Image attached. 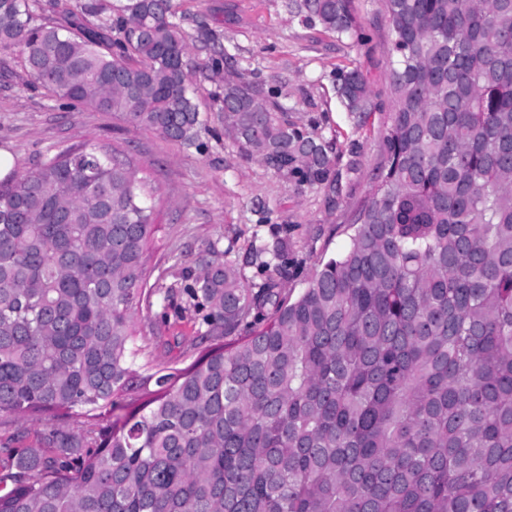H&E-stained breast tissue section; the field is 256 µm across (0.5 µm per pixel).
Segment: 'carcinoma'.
<instances>
[{"label": "carcinoma", "mask_w": 512, "mask_h": 512, "mask_svg": "<svg viewBox=\"0 0 512 512\" xmlns=\"http://www.w3.org/2000/svg\"><path fill=\"white\" fill-rule=\"evenodd\" d=\"M381 2L390 123L350 245L294 301L288 240L257 250L254 285L208 250L187 294L212 345L186 368L135 369L159 225L124 153L0 178V415L89 423L16 455L0 512H512V0ZM286 7L338 41L358 27L352 0ZM182 20L175 0H0V50L57 98L190 146L210 75ZM332 85L375 109L358 68ZM221 102L244 157L329 181L317 124L232 74Z\"/></svg>", "instance_id": "1"}]
</instances>
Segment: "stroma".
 <instances>
[{
	"label": "stroma",
	"mask_w": 512,
	"mask_h": 512,
	"mask_svg": "<svg viewBox=\"0 0 512 512\" xmlns=\"http://www.w3.org/2000/svg\"><path fill=\"white\" fill-rule=\"evenodd\" d=\"M191 53L204 65L227 71V48H235L245 80L277 96L289 119L317 121L324 134L337 135L340 191L297 186L259 161L244 158L224 131L217 98L220 79L197 85L204 120L193 146L128 126L108 112L74 108L58 100L29 74L16 53L0 51V149L18 170L37 167L59 150L93 143L120 147L156 189L159 230L146 255L151 280L183 287L185 274L207 248L224 252L246 282L259 281L252 262L256 247L288 240L285 288L300 295L323 261L351 242V221L369 197L384 160L383 140L391 109L388 25L378 0H354L363 44L338 42L321 28L290 16L282 0H175ZM355 64L376 104L353 119L335 99L331 72ZM200 316L184 295L144 296L135 318L137 343L164 366L184 368L203 351ZM53 426L39 416H0V477L12 458L43 448Z\"/></svg>",
	"instance_id": "stroma-1"
}]
</instances>
